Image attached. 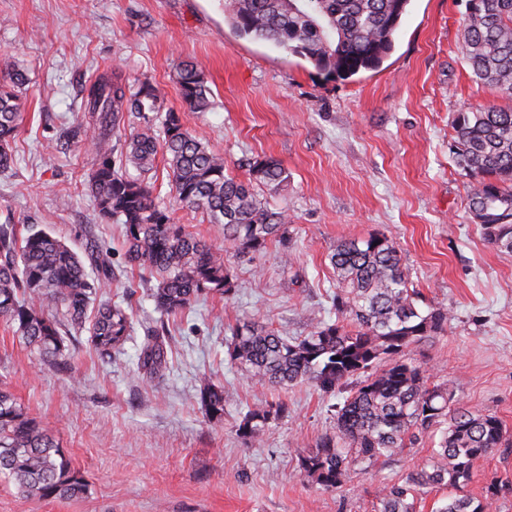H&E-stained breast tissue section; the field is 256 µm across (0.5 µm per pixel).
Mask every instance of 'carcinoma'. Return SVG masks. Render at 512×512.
Masks as SVG:
<instances>
[{"mask_svg":"<svg viewBox=\"0 0 512 512\" xmlns=\"http://www.w3.org/2000/svg\"><path fill=\"white\" fill-rule=\"evenodd\" d=\"M409 0H224L225 20L236 32L300 56L329 75L348 79L378 68L391 53ZM466 63L476 80L512 97V0H475L462 35ZM26 76L12 69L0 81V169L15 161L12 143L22 120ZM182 102L192 111L210 106L202 70L179 68ZM162 94L149 82L133 92L116 77L101 76L86 88L84 111L92 121L79 130L97 160L87 177L98 216L121 224L132 266L158 275L153 288L157 325L145 329L139 365L154 380L166 364L164 318L189 309L201 296L227 295L235 288L224 250L206 244L177 224L153 196L149 173L156 155L166 156L178 199L224 225V241L238 253L257 252L288 235V212L259 195L275 194L288 182L273 157H244L227 168L224 156L185 128L181 113L168 109L158 127L146 116L162 111ZM132 127L120 159H112L109 133ZM451 153L476 186L469 201L472 222L484 239L512 253V108L487 106L455 113ZM138 175L132 176L128 168ZM89 264L51 231L24 237L16 225L0 224V320L14 336L49 363L64 356L63 332L89 329L101 360L120 352L134 330L133 314L117 302L97 301L98 286L112 281V255L96 248ZM330 263L335 277L334 320H321L306 336L290 337L254 318L231 326L227 357L260 384L285 387L299 381L323 394L346 389L336 406V429L320 438L302 459L306 476L326 490L344 483L351 469L398 455L418 440L440 433L438 447L403 480L379 489L376 512H416L427 488L459 489L474 462L505 441L502 421L432 386L421 366L404 358L406 349L448 333L451 310L429 305L414 288L401 252L385 234L342 240ZM97 275L89 281L86 267ZM195 399L210 418L224 416V386L204 378ZM288 408L265 402L247 410L237 431L257 443ZM0 477L30 499L72 500L86 484L70 465L53 432L28 415L0 387ZM492 497L476 503L448 495L436 512H491Z\"/></svg>","mask_w":512,"mask_h":512,"instance_id":"1","label":"carcinoma"}]
</instances>
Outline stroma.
<instances>
[{"mask_svg": "<svg viewBox=\"0 0 512 512\" xmlns=\"http://www.w3.org/2000/svg\"><path fill=\"white\" fill-rule=\"evenodd\" d=\"M467 0H410L383 65L349 80L304 59L239 37L222 0H0V77L26 74L16 161L0 170V222L20 233L50 229L78 254L112 252V281L100 300L133 291L135 330L112 361L99 359L88 332L65 338L49 364L0 322V382L52 430L86 483L74 500L37 501L0 478V512H374L375 493L429 457L419 441L372 469L352 470L323 489L301 471L317 439L333 432L334 400L306 382L273 388L252 382L226 354L227 327L255 317L306 335L327 318L337 241L388 235L426 303L452 309L447 335L411 346L430 384L497 415L512 433V254L483 238L469 214L475 185L450 153L454 113L512 98L477 82L462 53ZM191 63L210 89L204 112L183 110L174 78ZM115 71L131 87L150 82L228 163L279 159L288 185L270 202L292 217L286 241L260 253L227 250L237 287L207 295L170 317L162 383L138 368L144 327L157 318L156 279L130 266L121 225L102 223L85 185L94 148L71 130L89 122L83 89ZM158 204L207 243L224 244L176 198L165 164L153 175ZM292 252L293 267L281 263ZM224 386V416L195 402L202 378ZM281 400L288 415L260 443L237 424L248 407ZM493 512H512V440L476 462L464 494Z\"/></svg>", "mask_w": 512, "mask_h": 512, "instance_id": "1", "label": "stroma"}]
</instances>
